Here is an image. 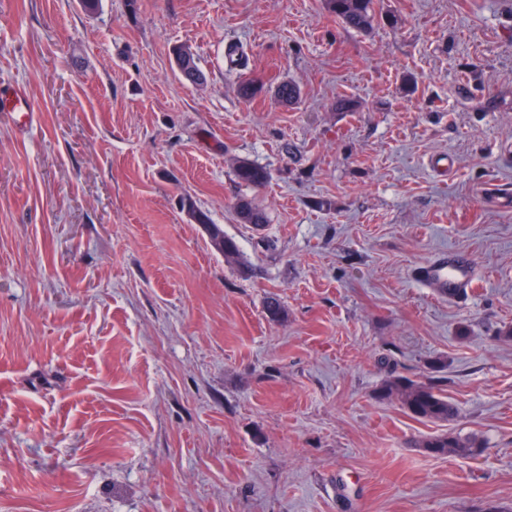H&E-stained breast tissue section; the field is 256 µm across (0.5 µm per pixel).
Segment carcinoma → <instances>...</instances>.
Returning a JSON list of instances; mask_svg holds the SVG:
<instances>
[{"mask_svg": "<svg viewBox=\"0 0 512 512\" xmlns=\"http://www.w3.org/2000/svg\"><path fill=\"white\" fill-rule=\"evenodd\" d=\"M326 6L346 27L360 33L370 32L379 23L374 0H326ZM177 68L181 77L192 84L203 78L193 57L188 58L186 64L177 65ZM277 94L286 105L296 104L300 96L298 88L290 82L278 85ZM233 172L238 184L246 188L260 187L269 179L265 167L246 159L237 160ZM235 209L242 224H252L259 229L267 223L265 212L247 196L237 200ZM379 397L397 398L403 408L418 420L448 422L458 413L456 406L438 386L418 383L407 378L395 377L384 381L379 389ZM420 448L435 457L457 459L473 458L484 451L483 443L477 436L463 437L451 432L424 438Z\"/></svg>", "mask_w": 512, "mask_h": 512, "instance_id": "obj_1", "label": "carcinoma"}]
</instances>
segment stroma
Here are the masks:
<instances>
[{
  "instance_id": "1",
  "label": "stroma",
  "mask_w": 512,
  "mask_h": 512,
  "mask_svg": "<svg viewBox=\"0 0 512 512\" xmlns=\"http://www.w3.org/2000/svg\"><path fill=\"white\" fill-rule=\"evenodd\" d=\"M375 9L364 35L325 0H0L35 117L0 114V512H512V0ZM445 248L468 298L410 278ZM443 432L485 450L423 453ZM233 172L238 184L246 188L260 187L269 179L265 167L246 159L236 160ZM235 209L240 223L253 224L256 229L261 228L263 224H267L265 212L247 196H242L237 200ZM188 211L192 215L194 221L197 224H205L209 235H212V231L209 228V226H207L208 224H210L213 227V229L216 231L215 238H217V237L224 238V252H223L224 257L234 258L235 256L239 255V247H238L237 242L232 237L225 235L224 230L220 225L212 224L209 216L206 213H204L202 211H198V210L194 209L193 207L189 208ZM222 238H219V247L221 249H223ZM381 399L397 398L403 408L418 420L448 422L458 410L438 385L418 383L407 378H390L379 389Z\"/></svg>"
}]
</instances>
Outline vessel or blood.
Returning <instances> with one entry per match:
<instances>
[{
	"label": "vessel or blood",
	"instance_id": "b4317fda",
	"mask_svg": "<svg viewBox=\"0 0 512 512\" xmlns=\"http://www.w3.org/2000/svg\"><path fill=\"white\" fill-rule=\"evenodd\" d=\"M0 106L7 108L17 126H27L31 112L23 91L16 87H0ZM418 283L435 289L437 295L452 301L466 297L477 283L471 262L455 251L442 252L419 264L412 271Z\"/></svg>",
	"mask_w": 512,
	"mask_h": 512
}]
</instances>
